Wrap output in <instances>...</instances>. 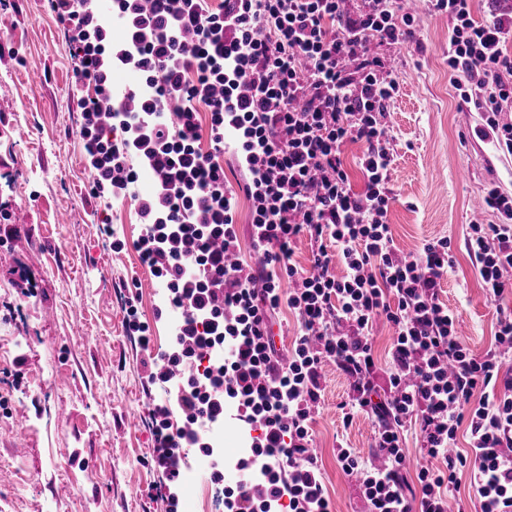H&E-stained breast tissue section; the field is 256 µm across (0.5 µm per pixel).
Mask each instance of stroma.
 I'll return each mask as SVG.
<instances>
[{"mask_svg":"<svg viewBox=\"0 0 512 512\" xmlns=\"http://www.w3.org/2000/svg\"><path fill=\"white\" fill-rule=\"evenodd\" d=\"M417 18L400 46L372 42L390 61L398 92L387 108L393 161L388 222L396 246L419 250L452 241L440 298L457 311L463 342L476 353L494 344L499 314L481 288L465 238L469 225L496 224L485 205L498 183L512 194V155L474 133L480 114L461 106L448 74V16L428 0H402ZM0 512H224V488L249 436L227 414L224 480L198 476L184 453L173 500L157 495L150 411L166 391L148 379L149 353L168 349L175 314L166 290L134 248L142 226L134 202L105 206L91 192L80 133L70 47L46 0L0 7ZM39 70L32 85L28 74ZM224 177L238 187L235 222L240 262L261 272L250 235L251 201L235 156L223 153ZM23 271L26 287L15 285ZM134 293L152 332L141 350L124 327L122 297ZM312 428L318 464L335 512H365L356 482L336 462L346 444L363 458L375 451L373 419L344 422L349 383L335 364L322 371ZM24 435H17V421Z\"/></svg>","mask_w":512,"mask_h":512,"instance_id":"35a3bbf8","label":"stroma"}]
</instances>
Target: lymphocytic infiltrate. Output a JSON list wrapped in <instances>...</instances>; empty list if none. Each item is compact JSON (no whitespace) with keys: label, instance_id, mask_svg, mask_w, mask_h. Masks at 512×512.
<instances>
[{"label":"lymphocytic infiltrate","instance_id":"1","mask_svg":"<svg viewBox=\"0 0 512 512\" xmlns=\"http://www.w3.org/2000/svg\"><path fill=\"white\" fill-rule=\"evenodd\" d=\"M472 0H434L448 14V69L462 104L482 114L499 151L512 154V54L502 28L476 22ZM71 47L76 80L94 95L78 100L84 150L96 191L121 194L138 179L126 158L136 151L157 178L139 199L144 233L136 242L150 273L165 282L183 318L179 353L152 372L172 384L185 417L153 412L163 468L160 490L180 479L182 446L198 442L196 423L224 421L235 404L253 433L239 478L224 490L226 512H333L316 457L313 407L321 371L335 363L350 380L349 409L379 421L383 464L361 462L338 447L336 460L357 477L370 512H448L461 473L481 512H512V312H501L495 346L477 354L461 340L459 317L440 297L451 242L439 239L406 253L387 221L392 148L384 121L397 84L371 40L391 46L413 35L414 18L393 0H112L124 40L115 53L145 78L137 109L112 94L102 55L112 25L95 0H49ZM193 45L184 49L182 35ZM211 114L213 153L198 149L196 103ZM249 175L252 237L278 275H257L235 261L237 193L217 158L225 141ZM360 142L363 191H353L343 162ZM487 207L500 224H474L469 256L487 299L512 296V196L490 184ZM316 245L311 269L293 260L300 237ZM341 262L343 275L333 271ZM298 315L302 333L287 354L272 327L280 304ZM393 329L389 393L381 395L370 327ZM419 422L425 460L420 494L407 496L400 429ZM466 430L469 447L455 449Z\"/></svg>","mask_w":512,"mask_h":512}]
</instances>
